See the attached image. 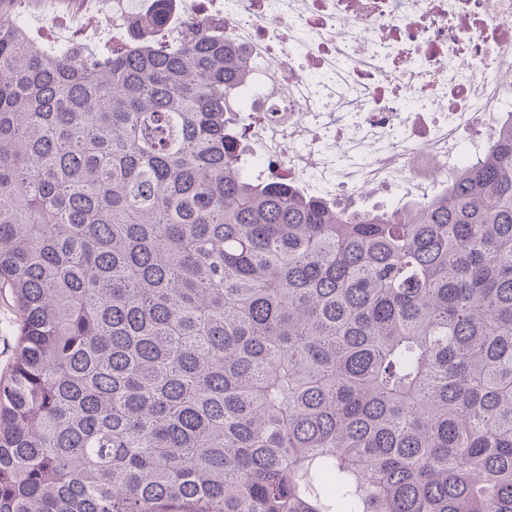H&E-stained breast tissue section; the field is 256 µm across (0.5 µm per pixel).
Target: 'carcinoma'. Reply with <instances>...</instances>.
<instances>
[{"label":"carcinoma","mask_w":512,"mask_h":512,"mask_svg":"<svg viewBox=\"0 0 512 512\" xmlns=\"http://www.w3.org/2000/svg\"><path fill=\"white\" fill-rule=\"evenodd\" d=\"M0 12V512H512V113L428 198L245 163L246 52ZM73 1H85V0H25L21 4L20 10L17 11L16 18L20 21L31 20L36 16H43L44 14H53L60 15L63 13H71L73 12L74 3ZM77 13L74 14H64L60 15L55 22H49L46 27L48 31H45V36L48 38H44L38 29H36V33L39 38H41L44 42V46L50 50H56L59 45V42L53 39H49L50 37L58 38L64 42H74L77 46L87 47L90 49L98 48L97 45H102L104 43L112 44V38L117 39L119 37V33L114 34L112 36V31H108L102 33L101 35L95 38H89L82 34V31L79 28V25L73 21V17ZM20 317L8 288L0 291V374H5L13 360Z\"/></svg>","instance_id":"1"}]
</instances>
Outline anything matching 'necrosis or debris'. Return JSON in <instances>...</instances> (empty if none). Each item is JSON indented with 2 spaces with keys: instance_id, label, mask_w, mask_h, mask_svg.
Instances as JSON below:
<instances>
[{
  "instance_id": "4bbe7bcc",
  "label": "necrosis or debris",
  "mask_w": 512,
  "mask_h": 512,
  "mask_svg": "<svg viewBox=\"0 0 512 512\" xmlns=\"http://www.w3.org/2000/svg\"><path fill=\"white\" fill-rule=\"evenodd\" d=\"M247 53L253 170L336 198L439 188L512 112V0H189ZM267 105L257 111V102Z\"/></svg>"
}]
</instances>
